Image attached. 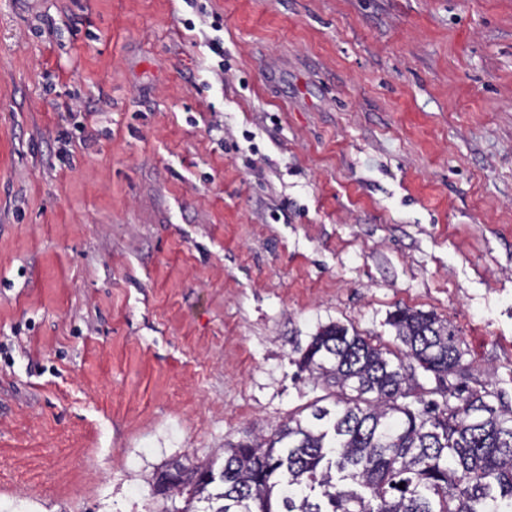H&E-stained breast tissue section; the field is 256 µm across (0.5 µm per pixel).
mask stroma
I'll list each match as a JSON object with an SVG mask.
<instances>
[{"mask_svg": "<svg viewBox=\"0 0 512 512\" xmlns=\"http://www.w3.org/2000/svg\"><path fill=\"white\" fill-rule=\"evenodd\" d=\"M400 307L512 404V0H0V512H150Z\"/></svg>", "mask_w": 512, "mask_h": 512, "instance_id": "obj_1", "label": "stroma"}]
</instances>
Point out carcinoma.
I'll return each mask as SVG.
<instances>
[{
    "label": "carcinoma",
    "mask_w": 512,
    "mask_h": 512,
    "mask_svg": "<svg viewBox=\"0 0 512 512\" xmlns=\"http://www.w3.org/2000/svg\"><path fill=\"white\" fill-rule=\"evenodd\" d=\"M389 323L395 354L321 327L293 363L340 388L333 404L225 444L215 477L213 459L165 464L153 512H512V406L470 386L450 321L405 307ZM406 359L436 386L418 384Z\"/></svg>",
    "instance_id": "1"
}]
</instances>
